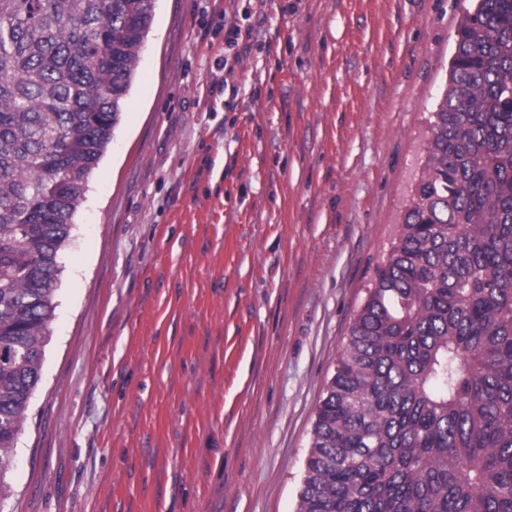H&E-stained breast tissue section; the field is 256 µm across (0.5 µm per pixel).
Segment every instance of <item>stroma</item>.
I'll list each match as a JSON object with an SVG mask.
<instances>
[{"label":"stroma","mask_w":512,"mask_h":512,"mask_svg":"<svg viewBox=\"0 0 512 512\" xmlns=\"http://www.w3.org/2000/svg\"><path fill=\"white\" fill-rule=\"evenodd\" d=\"M470 6L156 0L0 512H297Z\"/></svg>","instance_id":"obj_1"}]
</instances>
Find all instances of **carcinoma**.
I'll return each instance as SVG.
<instances>
[{"instance_id": "carcinoma-1", "label": "carcinoma", "mask_w": 512, "mask_h": 512, "mask_svg": "<svg viewBox=\"0 0 512 512\" xmlns=\"http://www.w3.org/2000/svg\"><path fill=\"white\" fill-rule=\"evenodd\" d=\"M320 401L298 512H512V0H474ZM155 0H0V497Z\"/></svg>"}]
</instances>
